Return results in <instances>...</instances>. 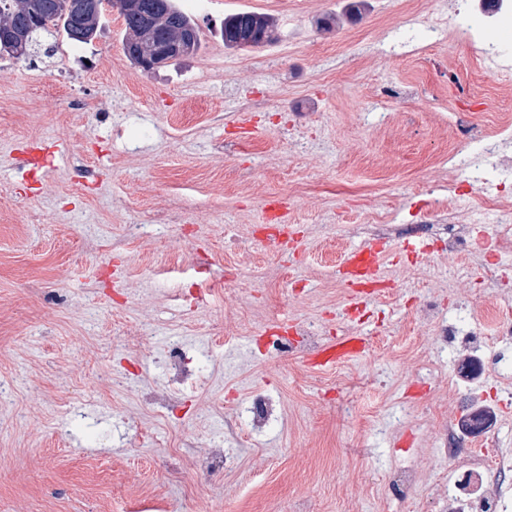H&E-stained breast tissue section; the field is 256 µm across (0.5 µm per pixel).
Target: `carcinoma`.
Here are the masks:
<instances>
[{
    "instance_id": "obj_1",
    "label": "carcinoma",
    "mask_w": 512,
    "mask_h": 512,
    "mask_svg": "<svg viewBox=\"0 0 512 512\" xmlns=\"http://www.w3.org/2000/svg\"><path fill=\"white\" fill-rule=\"evenodd\" d=\"M120 13L125 26L123 49L134 65L155 57V50L173 41L188 40L196 52L202 45L201 29L194 20L179 10L174 0H126ZM102 14L89 13L74 18L63 14L57 0H0V53L10 52L13 32L26 31L25 50L43 37L62 32L77 43L87 44L97 35ZM272 18L255 12H238L224 17L221 36L228 47L248 48L259 41L274 39Z\"/></svg>"
}]
</instances>
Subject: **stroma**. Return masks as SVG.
<instances>
[{"label":"stroma","mask_w":512,"mask_h":512,"mask_svg":"<svg viewBox=\"0 0 512 512\" xmlns=\"http://www.w3.org/2000/svg\"><path fill=\"white\" fill-rule=\"evenodd\" d=\"M347 2L175 0L202 46L150 72L110 9L90 43L0 58V512H448L471 454L512 448L495 364L512 336L442 348L421 319L430 303L463 326L495 295L512 320L495 225L451 255L428 213L461 143L447 114L512 113V80L436 29L454 0ZM242 11L272 17L274 41L225 47ZM62 143L53 168L29 163ZM380 221L402 228L388 281L352 315L336 268ZM310 322L369 348L326 369L304 344L279 356L273 336ZM175 342L202 374L161 411L146 395ZM473 356L480 382L449 386ZM259 395L278 415L257 430L241 412ZM473 404L494 421L447 458L440 434ZM408 466L423 483L394 495L385 477Z\"/></svg>","instance_id":"1"}]
</instances>
